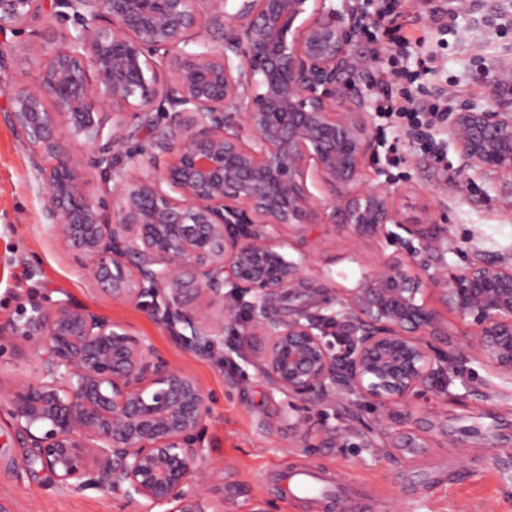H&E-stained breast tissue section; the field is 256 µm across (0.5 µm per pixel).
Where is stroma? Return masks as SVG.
Wrapping results in <instances>:
<instances>
[{"label": "stroma", "mask_w": 512, "mask_h": 512, "mask_svg": "<svg viewBox=\"0 0 512 512\" xmlns=\"http://www.w3.org/2000/svg\"><path fill=\"white\" fill-rule=\"evenodd\" d=\"M404 12L411 18L410 73L389 88L442 95L456 110L492 102L512 112V0H470L464 11L456 0H409ZM48 28L55 46H63L64 27L46 14L21 33L0 35V323L15 320L28 298L47 305L68 298L148 337L172 365L193 373L211 407L201 430L212 472L200 488L206 512H316L290 503L273 476L302 463L358 484L379 506L400 512H512V396L477 397L492 380L477 361L455 360L413 411L394 408L393 428L424 436L426 447H390L389 436L375 427L379 408L340 397L321 409L302 405L300 412L366 433L373 445L324 448L288 419L285 395L255 368L186 350L142 309L96 292L81 262L46 230L31 154L3 118L19 90H38L48 49L36 33ZM378 47L362 33L352 48L359 63L352 80L367 88L372 106L374 148L364 162V182L388 187L402 223L430 225L447 241L449 265L477 258L512 264V183L480 170L460 177L446 125L424 141L380 116L389 61ZM312 238L308 275L315 288L356 287L365 272L405 251L403 244L359 240L332 224L316 227ZM24 346L17 338L0 340V383L36 375L37 362L20 354ZM27 454L0 408V501L12 512H142L139 503L109 491L59 487L41 466H26Z\"/></svg>", "instance_id": "obj_1"}]
</instances>
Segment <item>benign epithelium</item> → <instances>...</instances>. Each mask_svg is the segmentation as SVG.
Returning <instances> with one entry per match:
<instances>
[{
    "instance_id": "1",
    "label": "benign epithelium",
    "mask_w": 512,
    "mask_h": 512,
    "mask_svg": "<svg viewBox=\"0 0 512 512\" xmlns=\"http://www.w3.org/2000/svg\"><path fill=\"white\" fill-rule=\"evenodd\" d=\"M327 0H0V34L43 13L65 27L37 91L5 118L31 152L46 228L89 259L97 292L133 304L184 347L257 368L289 399L322 406L342 396L413 407L448 357H471L512 392V265L477 260L448 271V246L402 223L384 186L361 180L373 149L367 94L349 80L361 16ZM309 14L298 26L297 19ZM94 74L97 93L88 89ZM112 102V119L102 112ZM71 127V151L57 136ZM448 135L462 171L512 179V113L467 107ZM130 164L146 173L131 179ZM100 180L97 198L84 170ZM329 191L332 224L357 238L417 240L410 257L364 274L312 313L311 255L283 252L285 228L320 223L310 186ZM474 331L448 339L425 299ZM209 298L200 308L195 299ZM288 302V317L276 314ZM20 337L38 376L5 392L9 425L65 488L141 500L147 512H205L194 479L208 476L198 439L210 399L145 337L96 309L32 298L0 338ZM307 425L351 445L347 427Z\"/></svg>"
}]
</instances>
